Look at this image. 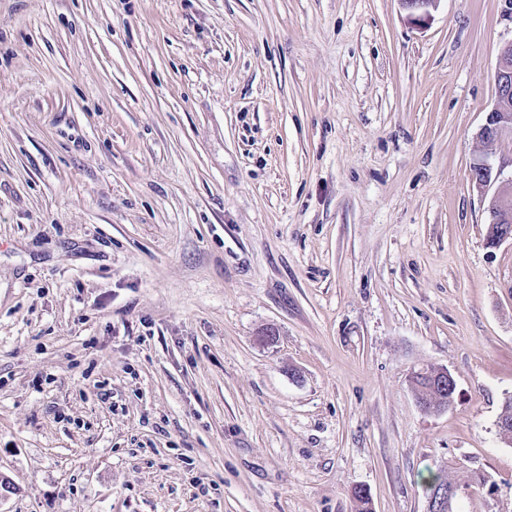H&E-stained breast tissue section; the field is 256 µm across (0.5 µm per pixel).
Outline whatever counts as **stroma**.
Returning a JSON list of instances; mask_svg holds the SVG:
<instances>
[{"label": "stroma", "mask_w": 512, "mask_h": 512, "mask_svg": "<svg viewBox=\"0 0 512 512\" xmlns=\"http://www.w3.org/2000/svg\"><path fill=\"white\" fill-rule=\"evenodd\" d=\"M510 42L505 0H0V512H512L469 178ZM408 12V19L419 29L425 28L431 19V9L438 0H398ZM420 376H425L428 379L429 383H432V388L439 387L442 390V393H445V389L447 388L450 397L453 398L456 391V380L451 372L444 367H421L418 370H414L410 376L411 383L413 387L416 389L417 397L419 398L421 394L420 390L423 388H429L425 382H420L421 386L418 385L417 380H419ZM461 486L457 483L444 484L434 489L427 499V512H449L452 511L453 503L456 501Z\"/></svg>", "instance_id": "35a3bbf8"}]
</instances>
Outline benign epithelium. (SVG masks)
Here are the masks:
<instances>
[{
	"mask_svg": "<svg viewBox=\"0 0 512 512\" xmlns=\"http://www.w3.org/2000/svg\"><path fill=\"white\" fill-rule=\"evenodd\" d=\"M402 9L408 12V19L418 28L426 27L431 19V9L437 0H399ZM496 99L493 108L487 112L477 138L494 146L502 140L512 139V113L502 110L503 103L512 100V43L501 50L495 72ZM512 165V157L494 163L489 156L477 160L470 169V181L484 193L495 187L488 202V218L491 236L487 240L490 248H497L505 242H512V175L504 176L506 167ZM424 376L432 387L445 389L453 395L456 380L444 367H421L412 372L410 379L416 390H421L417 380ZM461 486L457 483L444 484L434 489L427 499V512H451Z\"/></svg>",
	"mask_w": 512,
	"mask_h": 512,
	"instance_id": "benign-epithelium-1",
	"label": "benign epithelium"
}]
</instances>
